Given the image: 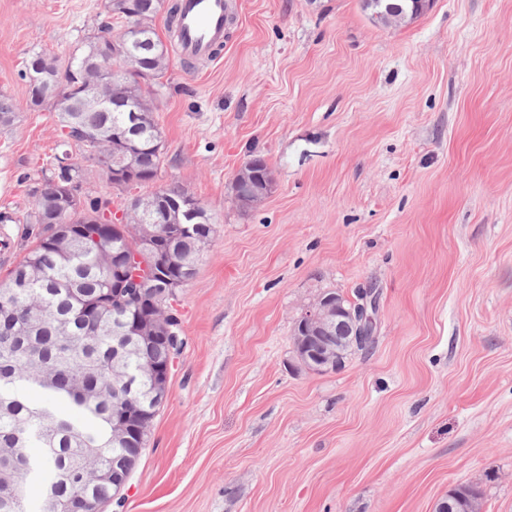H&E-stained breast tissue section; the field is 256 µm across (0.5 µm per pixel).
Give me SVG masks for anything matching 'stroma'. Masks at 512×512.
<instances>
[{
    "label": "stroma",
    "mask_w": 512,
    "mask_h": 512,
    "mask_svg": "<svg viewBox=\"0 0 512 512\" xmlns=\"http://www.w3.org/2000/svg\"><path fill=\"white\" fill-rule=\"evenodd\" d=\"M215 59L169 45L159 184L214 234L171 301L183 345L125 489L105 512H436L481 485L512 512V0H433L381 27L361 0H227ZM105 0H0V212L24 216L63 148L29 108L35 52L66 57ZM275 190L233 201L247 155ZM377 298L337 370L296 358L320 294Z\"/></svg>",
    "instance_id": "1"
}]
</instances>
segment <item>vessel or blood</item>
Here are the masks:
<instances>
[{
    "label": "vessel or blood",
    "mask_w": 512,
    "mask_h": 512,
    "mask_svg": "<svg viewBox=\"0 0 512 512\" xmlns=\"http://www.w3.org/2000/svg\"><path fill=\"white\" fill-rule=\"evenodd\" d=\"M225 0H181L176 40L186 59H211L224 44Z\"/></svg>",
    "instance_id": "1"
}]
</instances>
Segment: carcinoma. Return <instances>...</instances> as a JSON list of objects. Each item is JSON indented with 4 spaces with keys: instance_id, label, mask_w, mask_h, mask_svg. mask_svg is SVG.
I'll list each match as a JSON object with an SVG mask.
<instances>
[{
    "instance_id": "cac0c4a2",
    "label": "carcinoma",
    "mask_w": 512,
    "mask_h": 512,
    "mask_svg": "<svg viewBox=\"0 0 512 512\" xmlns=\"http://www.w3.org/2000/svg\"><path fill=\"white\" fill-rule=\"evenodd\" d=\"M164 0H107L106 20L88 37L84 49L62 62L55 56L33 54L24 77L30 107L57 114L60 126L70 127L66 147L83 157L85 165L74 167L56 158L42 171L33 187L31 206L19 219L0 212V223L19 220L29 225L34 244L0 283V512H44L28 499V486L37 482L42 499L53 497L60 505L75 492L95 510L112 499L110 485L96 484L98 468L123 465L132 469L146 442L117 443L112 435V407L125 400L148 405L152 384L140 374L145 361L164 365L170 351L158 344L150 351H123L121 328L136 309L130 295L122 303L112 301L105 276L108 255L140 248L131 224H109L111 233L101 241L86 239V247L65 243L52 245L47 233L60 212L65 187L74 184L82 192L84 207L70 210L69 223L92 224L94 214L106 208L107 198L90 188L95 177L112 180L105 159L112 154H133L143 175L136 186L154 183L163 168L164 141L153 118V100L132 72L140 61L150 64L153 80L168 69V48L155 31L154 21ZM124 20L122 31L112 34L111 19ZM108 57L115 66L110 94L111 109L102 112L85 105L96 78L83 63ZM138 114L132 128L130 111ZM17 120L12 101L0 94V130ZM186 191L168 184L161 191L138 195L125 213L132 224H146L160 200L179 198ZM160 239L178 249L182 264L177 276L190 284L202 253L195 238L183 235L178 225L164 220L156 225ZM42 394L39 402L30 390ZM41 449L34 457L30 448ZM448 496L457 497L455 512H467L482 504L484 491L478 484L459 485Z\"/></svg>"
}]
</instances>
